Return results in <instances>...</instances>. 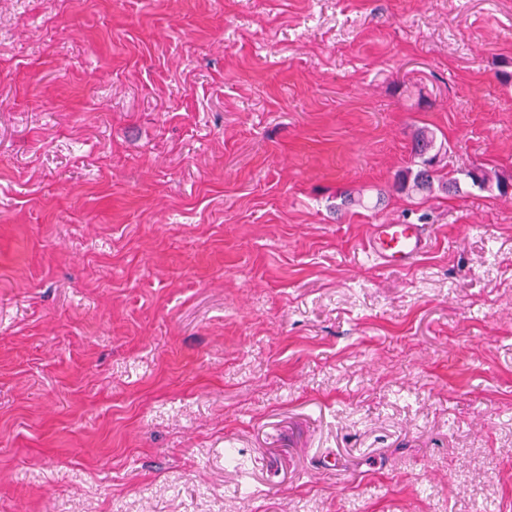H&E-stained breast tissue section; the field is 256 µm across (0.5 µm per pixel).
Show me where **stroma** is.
I'll return each instance as SVG.
<instances>
[{
  "instance_id": "stroma-1",
  "label": "stroma",
  "mask_w": 512,
  "mask_h": 512,
  "mask_svg": "<svg viewBox=\"0 0 512 512\" xmlns=\"http://www.w3.org/2000/svg\"><path fill=\"white\" fill-rule=\"evenodd\" d=\"M420 129L512 176V0H0V512H512V194ZM435 142V135L432 131L422 129L416 134L411 153L417 168L416 170L408 168L407 171L398 174V184L402 190L422 198L428 197L434 191V183L437 181L439 190L443 192L458 191L459 179L457 177L445 180L444 177L437 174L438 171L435 168L437 152L432 154L435 150ZM430 247L421 224L401 222L372 225L367 252L385 265L408 267Z\"/></svg>"
}]
</instances>
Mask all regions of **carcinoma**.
I'll return each instance as SVG.
<instances>
[{
  "label": "carcinoma",
  "mask_w": 512,
  "mask_h": 512,
  "mask_svg": "<svg viewBox=\"0 0 512 512\" xmlns=\"http://www.w3.org/2000/svg\"><path fill=\"white\" fill-rule=\"evenodd\" d=\"M435 142V135L429 130L422 129L416 134L411 148L416 169L398 174V184L407 193L424 198L430 196L436 187L447 193L458 191V178L445 179L437 174ZM464 176L471 181L472 185L480 189H489L494 186L500 194H506L507 183L499 177L492 178L480 167L466 171Z\"/></svg>",
  "instance_id": "obj_1"
}]
</instances>
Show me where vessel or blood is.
Masks as SVG:
<instances>
[{"mask_svg":"<svg viewBox=\"0 0 512 512\" xmlns=\"http://www.w3.org/2000/svg\"><path fill=\"white\" fill-rule=\"evenodd\" d=\"M430 238L423 225L401 222L373 225L368 253L383 264L407 267L427 251Z\"/></svg>","mask_w":512,"mask_h":512,"instance_id":"vessel-or-blood-1","label":"vessel or blood"}]
</instances>
